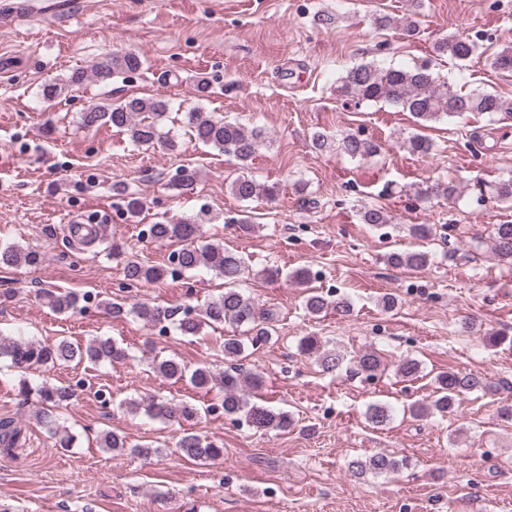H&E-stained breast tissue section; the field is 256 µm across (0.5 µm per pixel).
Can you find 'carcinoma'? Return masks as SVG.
I'll return each instance as SVG.
<instances>
[{"mask_svg":"<svg viewBox=\"0 0 512 512\" xmlns=\"http://www.w3.org/2000/svg\"><path fill=\"white\" fill-rule=\"evenodd\" d=\"M416 16V9L401 18L379 13L373 17V24L377 30L400 28L412 36L418 29ZM478 49L479 45L474 40L459 35L445 37L436 45L437 55L447 56L459 64L468 61ZM490 65L503 72L512 71V48L505 47L492 54ZM142 68L143 61L139 54L117 52L96 66L90 75L79 68L72 70L64 79L49 81L42 88V96L48 101L55 100L82 86L90 76L97 83L107 85L116 73H137ZM337 90L357 105L386 102L402 112L410 113L419 127L444 118L460 117L468 112L493 117L504 111L503 101L493 92L477 91L462 95L450 90L447 83L438 82L432 70V61L428 59L412 66L380 67L373 62H361L339 77ZM169 105V100L157 96L132 97L117 103L106 99L82 112L80 124L86 128L112 125L127 131L131 142L137 146L149 147L159 142L173 151L178 147L175 135L163 131ZM181 123L195 141L233 156L244 167L251 164L259 148L268 140L266 132L259 127L249 128L238 121L206 112L201 107L182 113ZM310 141L311 147L319 153L336 151L359 161L378 154L380 150L377 142L355 133L335 138L324 131L315 130ZM402 148L410 154L425 156L430 153L432 144L425 136L414 133L403 139ZM198 180V170L183 165L168 186L173 190H182ZM113 190L123 196L127 218L136 222L147 208V200L119 185L114 186ZM230 190L241 201L273 199L278 193L276 185L261 184L244 175L230 184ZM456 193L457 188L453 184L437 182L418 192L417 196L451 198ZM360 219L362 223L374 226L388 223L385 209L377 204L363 206ZM408 232L413 239L425 242L436 235V228L433 224H412ZM201 234V224L198 219L191 217L177 220L164 217L149 225L150 239L179 245L177 257L183 273L190 274L201 269L212 271L224 278V292L209 298L202 305L185 309L145 302L130 303L126 298H115L108 307L115 318L134 315L161 332L174 330L183 336H199L206 327L215 328L226 323L239 328L241 335H227L222 344L224 358L233 360L229 369L216 373L209 366L201 365L189 370L174 358L155 356L151 362L152 372L173 384L186 379L195 389L210 392L216 388L223 393L221 405L229 419L243 420L259 432L285 433L294 425L291 415L266 406L261 395L263 377L238 364L247 350H256L277 340V315L271 309L259 308L239 287L247 270L244 258L224 247L222 242L197 244ZM491 240L495 258L502 264L512 266V224L494 225ZM108 253L120 261L124 278L135 284L158 282L169 273V267L142 259L119 244L112 245ZM42 260V253L36 248H24L15 243L0 244V268L22 264L33 266ZM387 262L394 267L420 271L429 265L430 255L421 248L393 251L388 254ZM40 297L47 307L59 314L84 311V297L75 292L44 290ZM304 306L307 314L313 317L330 311L347 317L353 312V305L348 299L317 288L309 289ZM298 350L302 355L314 358L324 373L335 372L344 362V354L337 349L327 348V342L312 333L300 338ZM128 358L126 348L110 336H96L84 344H74L65 338L49 343L24 336H0V368L5 366L18 373V392L23 397V403L32 405L33 417L55 439V447L62 449L73 447L74 435L59 423V410L76 398V389L46 381L34 385L27 373L74 361L112 366ZM351 363V372L356 375L364 374L373 378L383 371L382 358L372 349L352 357ZM421 371L420 361L412 356L403 358L396 369L397 376L404 381L418 378ZM487 387L486 378L482 376L453 369L443 371L434 377L433 400L428 403L414 402L409 406V411L417 418L426 417L434 410L443 415H452L462 394L484 392ZM119 407L131 413L142 411L155 419L188 424L206 411L197 403L188 400L173 402L158 395L123 400ZM367 418L374 426L384 427L393 419V409L385 403L374 402L367 408ZM21 442V427L11 418H1L0 446L3 450L10 452ZM97 442L99 447L107 451L144 459L162 453V449L149 445H131L124 434L114 430L102 431ZM176 448L185 459L199 463L216 461L224 456L222 444L194 431L191 426L182 429ZM408 465L405 457L381 453L365 458L353 457L348 462V469L358 476L367 473L382 476L396 475Z\"/></svg>","mask_w":512,"mask_h":512,"instance_id":"carcinoma-1","label":"carcinoma"}]
</instances>
